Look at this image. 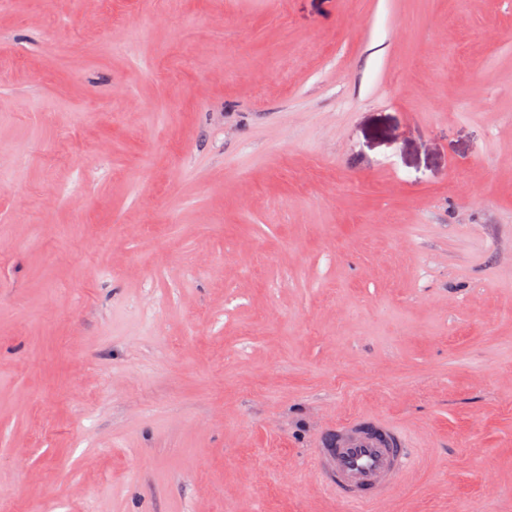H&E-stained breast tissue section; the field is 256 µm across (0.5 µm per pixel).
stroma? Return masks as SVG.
<instances>
[{"label": "stroma", "instance_id": "35a3bbf8", "mask_svg": "<svg viewBox=\"0 0 512 512\" xmlns=\"http://www.w3.org/2000/svg\"><path fill=\"white\" fill-rule=\"evenodd\" d=\"M512 512V0H0V512ZM399 431L387 422L353 416L314 448L321 486L340 501L373 510L392 486L407 476L413 461Z\"/></svg>", "mask_w": 512, "mask_h": 512}]
</instances>
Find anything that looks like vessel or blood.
Masks as SVG:
<instances>
[{
    "label": "vessel or blood",
    "mask_w": 512,
    "mask_h": 512,
    "mask_svg": "<svg viewBox=\"0 0 512 512\" xmlns=\"http://www.w3.org/2000/svg\"><path fill=\"white\" fill-rule=\"evenodd\" d=\"M313 465L324 489L363 512H370L413 468L394 426L359 416L340 422L321 439Z\"/></svg>",
    "instance_id": "obj_1"
}]
</instances>
